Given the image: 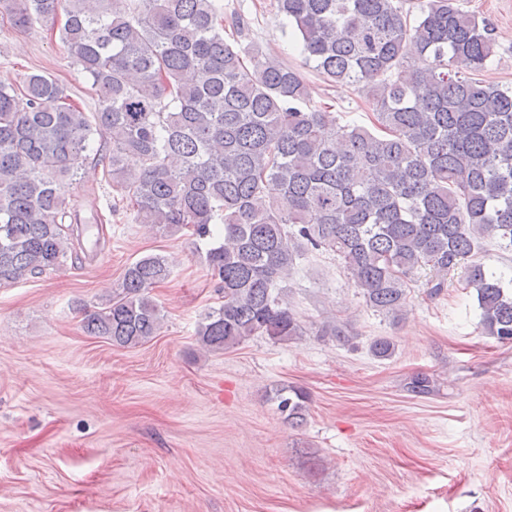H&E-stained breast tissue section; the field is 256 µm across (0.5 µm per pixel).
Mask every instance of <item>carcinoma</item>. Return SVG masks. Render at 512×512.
Returning <instances> with one entry per match:
<instances>
[{"label": "carcinoma", "mask_w": 512, "mask_h": 512, "mask_svg": "<svg viewBox=\"0 0 512 512\" xmlns=\"http://www.w3.org/2000/svg\"><path fill=\"white\" fill-rule=\"evenodd\" d=\"M407 2L276 4L302 65L368 97L376 135L311 103L299 67L227 42L216 0H0L18 26L64 12L59 38L98 94L89 116L50 74L0 83V283L87 254L101 218L82 216L65 188L100 142L137 220L205 246L224 302L201 316L202 349L303 335L282 283L323 250L376 312L400 311L422 269L434 294L458 273L483 332L511 342L512 291L476 260L486 238L512 248V86L474 78L495 28L453 0H422L416 14ZM170 274L160 254L132 262L112 296L82 308V328L123 348L151 341L163 314L150 290ZM370 350L387 359L395 346L379 337ZM275 400L303 419V389L284 385Z\"/></svg>", "instance_id": "1"}]
</instances>
